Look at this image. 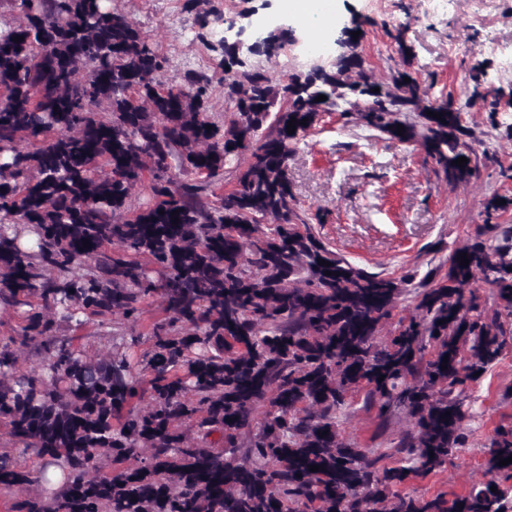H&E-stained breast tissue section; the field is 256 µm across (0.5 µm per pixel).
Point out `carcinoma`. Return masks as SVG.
Here are the masks:
<instances>
[{
	"mask_svg": "<svg viewBox=\"0 0 512 512\" xmlns=\"http://www.w3.org/2000/svg\"><path fill=\"white\" fill-rule=\"evenodd\" d=\"M0 8L13 15L0 19V495L10 512H512V462L499 465L512 457V412L486 435L483 479L465 494L415 488L470 447L475 389L512 347V227L492 223L512 197L486 199L483 223L438 264L387 277L316 237L288 173L336 112L419 147L452 187L478 181L501 165L465 140L480 72L465 99L431 92L409 71L400 28L391 83L379 82L355 23L332 60L275 85L258 59L290 33L215 43V24L230 19L211 10L198 39L228 70L173 83L166 58L106 0ZM509 111L512 89L487 106L491 120ZM87 327L109 347L75 346L70 332ZM355 412L376 420L365 446L344 428Z\"/></svg>",
	"mask_w": 512,
	"mask_h": 512,
	"instance_id": "1",
	"label": "carcinoma"
}]
</instances>
